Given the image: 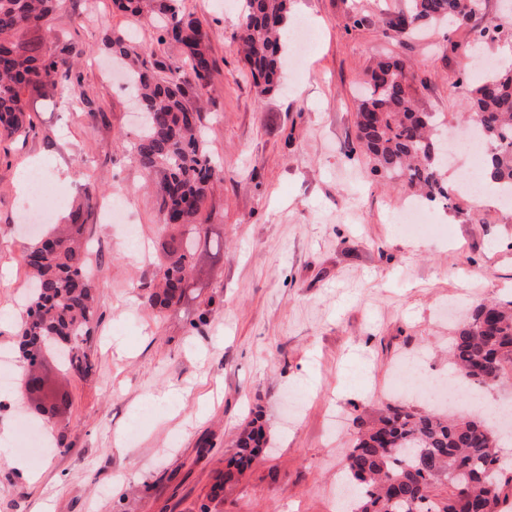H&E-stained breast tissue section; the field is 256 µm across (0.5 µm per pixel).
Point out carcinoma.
I'll return each instance as SVG.
<instances>
[{
	"mask_svg": "<svg viewBox=\"0 0 512 512\" xmlns=\"http://www.w3.org/2000/svg\"><path fill=\"white\" fill-rule=\"evenodd\" d=\"M114 8L157 30V47L141 57L133 35L107 34L106 53L127 68V82L146 120L131 155L152 177L162 217L158 262L146 303L152 309L182 306L192 288L213 271L216 254L207 242L205 211L212 183L221 168L201 136V107L190 97L207 86L217 70L205 20L187 9L185 0H112ZM66 0H0V137L12 139L32 130L23 90L81 83L71 46L41 53L37 32ZM293 0H243L232 44L261 94L282 83L286 32ZM481 10V0H409L391 17L399 37L420 27L446 22L460 26ZM501 25L474 28L468 45L499 38ZM178 44L181 62L171 61L165 46ZM414 76L400 58H379L367 73L358 99V144L372 161V171L400 179L429 201L449 200L444 183L438 132L445 120L418 109L412 94ZM469 108L476 131L487 144L486 172L503 193L512 194V64L473 85ZM97 194L85 192L68 222L34 238L25 261L32 282L18 349L23 359L53 343L70 347L59 358L67 370L86 377L94 364L85 348L100 319L98 280L87 275L90 249L85 231ZM455 373L473 387L512 379V301L480 303L450 339ZM499 425L486 416L421 414L402 406L387 409L375 423L358 431L343 457V476L354 499L353 512H504L511 507L512 461L501 450ZM261 414L245 425L234 444L227 470L217 475L210 498L224 494L266 447Z\"/></svg>",
	"mask_w": 512,
	"mask_h": 512,
	"instance_id": "obj_1",
	"label": "carcinoma"
}]
</instances>
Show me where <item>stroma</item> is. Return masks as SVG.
Returning a JSON list of instances; mask_svg holds the SVG:
<instances>
[{
    "instance_id": "stroma-1",
    "label": "stroma",
    "mask_w": 512,
    "mask_h": 512,
    "mask_svg": "<svg viewBox=\"0 0 512 512\" xmlns=\"http://www.w3.org/2000/svg\"><path fill=\"white\" fill-rule=\"evenodd\" d=\"M240 0H186L209 24L217 70L199 94L202 135L222 164L209 195V236L224 262L202 296L207 325H190L196 301L157 312L144 302L155 255L136 244L159 235L157 197L127 148L135 105L102 69L104 33L149 27L112 0H69L37 35L44 51L81 52L76 91L26 93L35 125L0 141V351H15L29 286L27 222L17 182L32 163L60 192L58 223L87 188L120 197L136 242L93 220L87 235L98 270L101 319L81 378L45 359L43 371L69 403L38 414L17 373L15 401L0 394V438L26 425L49 450L26 472L0 464V512H332L342 458L360 426L395 402L432 407L424 389L448 379L449 339L459 312L482 300H512V204L473 201L458 189L471 169L460 157L445 175L449 202H425L430 230L399 231L393 216L411 200L401 182L375 175L357 147L354 118L366 72L380 56L405 58L424 79V112L457 123L478 73L470 54L447 49L466 30L430 27L398 38L388 20L407 0H293L292 23L317 35L283 87L260 96L231 47ZM360 11L369 21L347 28ZM421 359L417 391L394 387V368ZM262 413L267 449L224 501L207 502L233 442Z\"/></svg>"
}]
</instances>
